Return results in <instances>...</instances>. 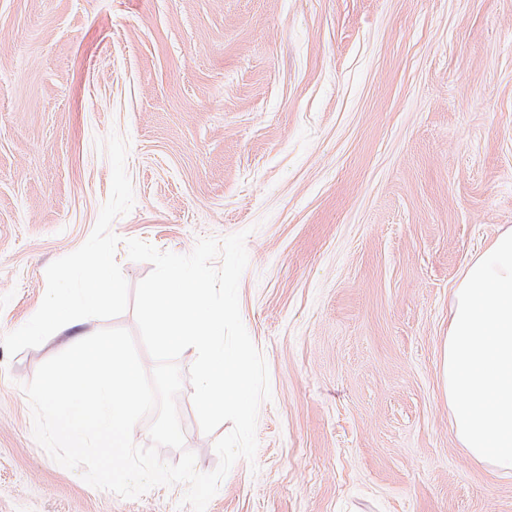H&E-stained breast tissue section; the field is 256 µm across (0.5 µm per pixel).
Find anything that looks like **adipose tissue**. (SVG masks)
I'll return each mask as SVG.
<instances>
[{
    "mask_svg": "<svg viewBox=\"0 0 512 512\" xmlns=\"http://www.w3.org/2000/svg\"><path fill=\"white\" fill-rule=\"evenodd\" d=\"M452 427L480 461L512 470V226L473 256L453 292L442 358Z\"/></svg>",
    "mask_w": 512,
    "mask_h": 512,
    "instance_id": "adipose-tissue-1",
    "label": "adipose tissue"
}]
</instances>
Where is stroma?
Segmentation results:
<instances>
[{"label":"stroma","instance_id":"obj_1","mask_svg":"<svg viewBox=\"0 0 512 512\" xmlns=\"http://www.w3.org/2000/svg\"><path fill=\"white\" fill-rule=\"evenodd\" d=\"M118 132L130 238L190 253L247 232L243 323L272 398L254 461L206 512H512V472L476 460L442 382L451 297L512 225V0H0V336L81 247ZM0 346V512H191L186 487L93 488L33 437L22 386L75 335ZM184 384V450L214 443Z\"/></svg>","mask_w":512,"mask_h":512}]
</instances>
